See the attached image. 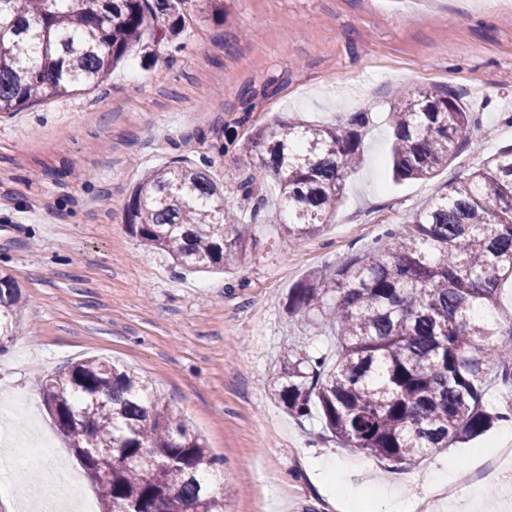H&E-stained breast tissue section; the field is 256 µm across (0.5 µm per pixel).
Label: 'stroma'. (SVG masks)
<instances>
[{
    "label": "stroma",
    "mask_w": 512,
    "mask_h": 512,
    "mask_svg": "<svg viewBox=\"0 0 512 512\" xmlns=\"http://www.w3.org/2000/svg\"><path fill=\"white\" fill-rule=\"evenodd\" d=\"M217 23L186 17L177 43L144 33L155 54L132 52L96 88L0 114V273L21 291L20 325L0 353V397L20 400L14 436L40 429L50 446L0 470L52 495L45 475L67 473L77 493L99 490L46 411L41 382L92 356L135 370L173 417L222 458L224 512H347L344 487L316 464H350L367 501L386 512L385 485L427 512H506L512 484L472 479L474 452L496 461L512 413V380L490 378L482 403L500 413L484 435L400 468L362 466L319 418L289 415L276 396L281 360L297 342L335 359L328 324L288 312L291 288L361 253L385 230L410 224L437 190L512 145V0H224ZM452 89L478 127L473 142L427 180L395 181L389 109L395 96ZM368 112L362 162L330 222L282 244L273 223L275 179L238 163L239 145L273 116L343 124ZM226 143L224 154L214 144ZM212 159L227 207L253 242L221 271L189 272L126 229L144 172ZM267 205L251 215L240 185ZM456 471L463 500H427L435 474Z\"/></svg>",
    "instance_id": "stroma-1"
}]
</instances>
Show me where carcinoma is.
I'll list each match as a JSON object with an SVG mask.
<instances>
[{
  "label": "carcinoma",
  "instance_id": "carcinoma-1",
  "mask_svg": "<svg viewBox=\"0 0 512 512\" xmlns=\"http://www.w3.org/2000/svg\"><path fill=\"white\" fill-rule=\"evenodd\" d=\"M186 0H0V113L98 85L151 20L183 31ZM225 18L224 0H199ZM393 176L427 179L458 155L475 129L451 90L422 89L391 105ZM368 113L343 125L275 119L243 143L246 165L275 177L285 244L315 236L335 214L361 157ZM212 160H176L144 174L127 210L129 233L189 269L228 266L246 254L248 226L224 205ZM512 279V146L434 194L409 226L375 239L331 273L288 294V313L317 316L338 342L327 364L304 344L278 370L279 401L318 416L344 448L406 465L479 436L497 414L481 402L490 367L512 378V323L494 308ZM21 293L0 274V351L13 334ZM43 405L101 492L103 512H224L206 472L220 461L175 421L135 373L89 358L42 384Z\"/></svg>",
  "mask_w": 512,
  "mask_h": 512
}]
</instances>
